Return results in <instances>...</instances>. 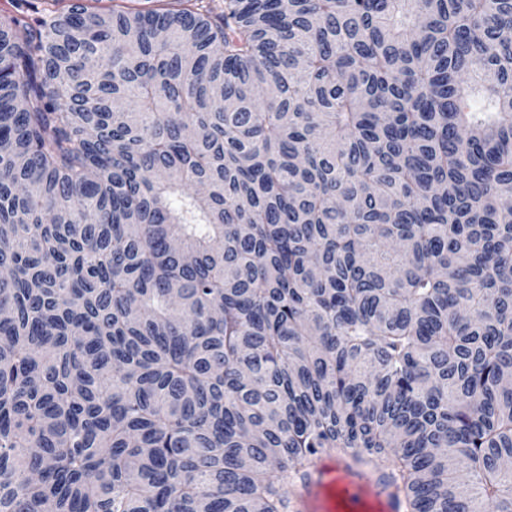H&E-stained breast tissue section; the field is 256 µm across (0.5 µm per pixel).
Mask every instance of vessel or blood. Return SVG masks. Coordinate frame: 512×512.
I'll return each instance as SVG.
<instances>
[{
	"mask_svg": "<svg viewBox=\"0 0 512 512\" xmlns=\"http://www.w3.org/2000/svg\"><path fill=\"white\" fill-rule=\"evenodd\" d=\"M374 459L356 465L321 458L308 487L290 501L291 512H403L402 496Z\"/></svg>",
	"mask_w": 512,
	"mask_h": 512,
	"instance_id": "1",
	"label": "vessel or blood"
}]
</instances>
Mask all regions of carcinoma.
Returning <instances> with one entry per match:
<instances>
[{"mask_svg": "<svg viewBox=\"0 0 512 512\" xmlns=\"http://www.w3.org/2000/svg\"><path fill=\"white\" fill-rule=\"evenodd\" d=\"M15 2L0 512H512V0ZM385 472L373 458L349 466L322 457L309 486L291 498L290 512H403L402 496Z\"/></svg>", "mask_w": 512, "mask_h": 512, "instance_id": "carcinoma-1", "label": "carcinoma"}]
</instances>
